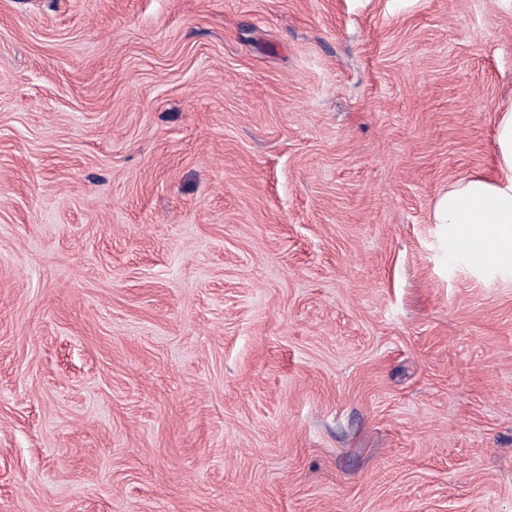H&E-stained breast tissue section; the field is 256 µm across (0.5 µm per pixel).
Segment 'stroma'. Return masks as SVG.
<instances>
[{"label":"stroma","mask_w":512,"mask_h":512,"mask_svg":"<svg viewBox=\"0 0 512 512\" xmlns=\"http://www.w3.org/2000/svg\"><path fill=\"white\" fill-rule=\"evenodd\" d=\"M499 0H0V512H512ZM492 177L471 175L450 186L434 208L448 224V256L512 276V99L498 113Z\"/></svg>","instance_id":"35a3bbf8"}]
</instances>
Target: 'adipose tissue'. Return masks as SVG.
Returning a JSON list of instances; mask_svg holds the SVG:
<instances>
[{
    "label": "adipose tissue",
    "instance_id": "1",
    "mask_svg": "<svg viewBox=\"0 0 512 512\" xmlns=\"http://www.w3.org/2000/svg\"><path fill=\"white\" fill-rule=\"evenodd\" d=\"M495 174L471 175L438 198L436 223L448 227V255L512 276V102L497 114Z\"/></svg>",
    "mask_w": 512,
    "mask_h": 512
}]
</instances>
